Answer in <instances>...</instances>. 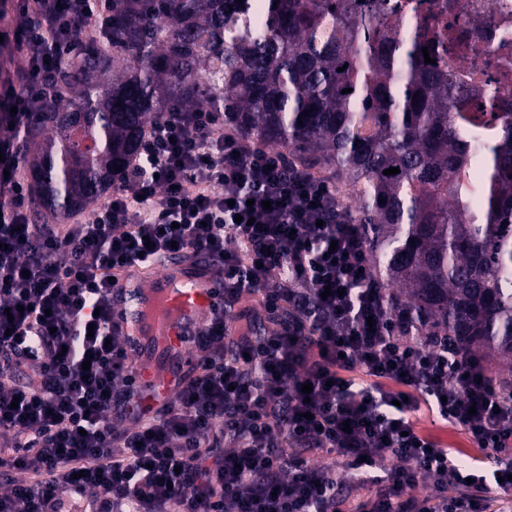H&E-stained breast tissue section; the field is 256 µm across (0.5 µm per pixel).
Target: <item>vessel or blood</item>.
I'll list each match as a JSON object with an SVG mask.
<instances>
[{
	"mask_svg": "<svg viewBox=\"0 0 512 512\" xmlns=\"http://www.w3.org/2000/svg\"><path fill=\"white\" fill-rule=\"evenodd\" d=\"M222 266L209 256L167 254L151 268L132 266L112 292V330L137 377V396L157 405L196 375L201 338L216 317L226 331Z\"/></svg>",
	"mask_w": 512,
	"mask_h": 512,
	"instance_id": "1",
	"label": "vessel or blood"
}]
</instances>
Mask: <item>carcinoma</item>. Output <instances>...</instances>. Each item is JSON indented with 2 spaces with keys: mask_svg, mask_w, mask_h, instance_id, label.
I'll list each match as a JSON object with an SVG mask.
<instances>
[{
  "mask_svg": "<svg viewBox=\"0 0 512 512\" xmlns=\"http://www.w3.org/2000/svg\"><path fill=\"white\" fill-rule=\"evenodd\" d=\"M248 2L112 0L108 30L54 67L20 128L33 223L111 191L114 165L127 168L171 108L222 112L225 129L285 150L288 168L351 190L410 335L483 357L512 401V110L494 111L493 96L490 112L463 108L471 94L417 41L370 13L347 25V0Z\"/></svg>",
  "mask_w": 512,
  "mask_h": 512,
  "instance_id": "cac0c4a2",
  "label": "carcinoma"
}]
</instances>
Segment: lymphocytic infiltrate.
<instances>
[{
    "instance_id": "obj_1",
    "label": "lymphocytic infiltrate",
    "mask_w": 512,
    "mask_h": 512,
    "mask_svg": "<svg viewBox=\"0 0 512 512\" xmlns=\"http://www.w3.org/2000/svg\"><path fill=\"white\" fill-rule=\"evenodd\" d=\"M0 46L23 56L12 123L39 111L44 77L112 18V0H11ZM29 186L0 185V512H507L512 404L466 350L421 345L375 281L336 191L278 152L225 133L224 115L153 124L118 188L79 221L29 220ZM206 251L237 310L200 372L149 417L111 331V278L139 258ZM284 274L300 289L269 288ZM292 310L256 332L240 303ZM311 393H303V385ZM426 404L491 451L480 471L420 431ZM328 455L324 464L307 453ZM497 498L462 495L467 484ZM422 486L424 493L407 495ZM361 487L373 496H356Z\"/></svg>"
}]
</instances>
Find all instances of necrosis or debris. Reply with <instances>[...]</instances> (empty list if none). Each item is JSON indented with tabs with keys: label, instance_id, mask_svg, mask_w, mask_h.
Instances as JSON below:
<instances>
[{
	"label": "necrosis or debris",
	"instance_id": "1",
	"mask_svg": "<svg viewBox=\"0 0 512 512\" xmlns=\"http://www.w3.org/2000/svg\"><path fill=\"white\" fill-rule=\"evenodd\" d=\"M368 10L400 36L438 43L461 86L512 101V0H356L347 16Z\"/></svg>",
	"mask_w": 512,
	"mask_h": 512
}]
</instances>
